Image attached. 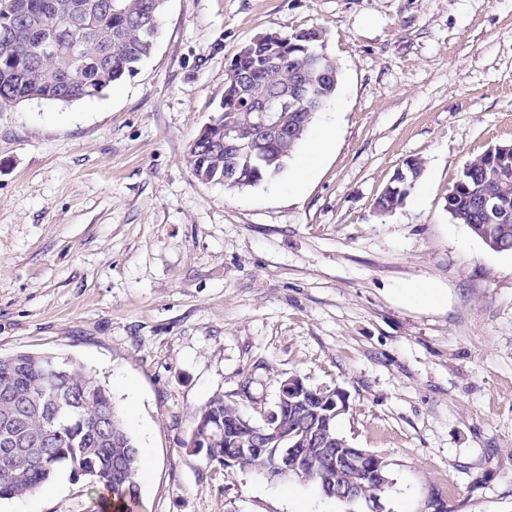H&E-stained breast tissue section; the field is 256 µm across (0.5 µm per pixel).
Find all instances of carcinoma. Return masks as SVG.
<instances>
[{"mask_svg": "<svg viewBox=\"0 0 512 512\" xmlns=\"http://www.w3.org/2000/svg\"><path fill=\"white\" fill-rule=\"evenodd\" d=\"M164 6L159 0H0V110L16 104L47 100L73 102L92 99L112 83L131 75L150 57ZM316 30L288 35L277 33L245 45L224 74V96L210 137L190 146L195 174L204 182L232 181L247 173L252 184L277 175L311 122L306 113L317 112L334 95L335 61L326 55L324 40H313ZM54 39L59 52L50 63L33 59L43 42ZM315 84L310 102L280 113L284 128L295 137L262 148L267 162L251 168L250 157L227 148L228 135L246 122L247 104L254 97L288 91L297 73ZM448 209L470 207V193L448 189ZM500 251L512 252V222L490 224ZM56 358L31 352L0 357V441L9 437L15 452L0 451V499L31 495L60 470L74 480H84L100 498L102 512H134L139 499L142 469L136 441L112 401L109 390L81 367L61 361L66 377L47 369ZM288 432H309L329 422L330 442L296 446L302 465L298 478L313 483L324 496L336 498L335 451L346 442L336 430L332 410L319 397L308 406L276 408ZM239 416L236 402L217 394L199 411L184 446L190 448L203 432L219 431L202 451L211 464L226 467L233 451L224 419ZM112 418L120 435L101 439L97 418ZM246 467L271 482L279 481L265 455L250 458Z\"/></svg>", "mask_w": 512, "mask_h": 512, "instance_id": "carcinoma-1", "label": "carcinoma"}]
</instances>
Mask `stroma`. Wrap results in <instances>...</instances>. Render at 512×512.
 Here are the masks:
<instances>
[{
	"instance_id": "stroma-1",
	"label": "stroma",
	"mask_w": 512,
	"mask_h": 512,
	"mask_svg": "<svg viewBox=\"0 0 512 512\" xmlns=\"http://www.w3.org/2000/svg\"><path fill=\"white\" fill-rule=\"evenodd\" d=\"M313 28L339 70L312 125L329 149L300 143L251 187L198 179L233 56ZM510 143L512 0H167L137 73L0 111V357L68 358L107 387L148 467L138 512H347L185 446L213 395L257 421L291 375L345 393L337 430L386 460V512L432 488L450 512H512V252L448 213L466 163ZM425 283L441 304L405 300ZM0 512L97 504L63 472Z\"/></svg>"
}]
</instances>
